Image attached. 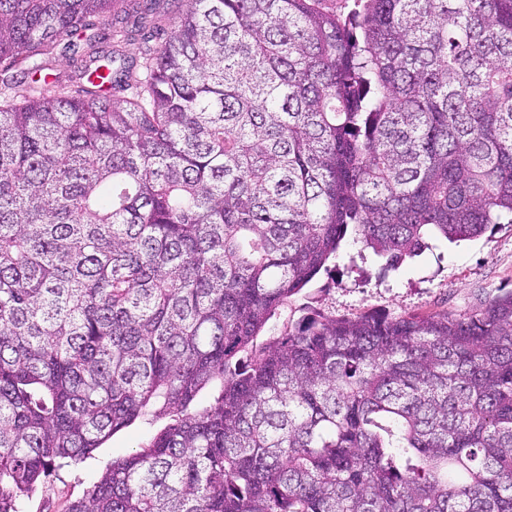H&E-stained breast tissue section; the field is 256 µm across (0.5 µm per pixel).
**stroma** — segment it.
<instances>
[{
	"instance_id": "1",
	"label": "stroma",
	"mask_w": 512,
	"mask_h": 512,
	"mask_svg": "<svg viewBox=\"0 0 512 512\" xmlns=\"http://www.w3.org/2000/svg\"><path fill=\"white\" fill-rule=\"evenodd\" d=\"M512 290V224L490 225L479 237L450 243L431 241L420 256L395 268L345 239L335 259L271 319L265 336L315 313L353 317L448 311L465 315ZM166 424L135 421L115 433L85 461L52 472L22 512H67L113 460L127 456Z\"/></svg>"
}]
</instances>
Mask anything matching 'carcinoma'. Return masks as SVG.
<instances>
[{
	"instance_id": "obj_1",
	"label": "carcinoma",
	"mask_w": 512,
	"mask_h": 512,
	"mask_svg": "<svg viewBox=\"0 0 512 512\" xmlns=\"http://www.w3.org/2000/svg\"><path fill=\"white\" fill-rule=\"evenodd\" d=\"M117 2L0 0V512L150 416L68 512H512V291L253 355L347 233L512 223V0Z\"/></svg>"
}]
</instances>
